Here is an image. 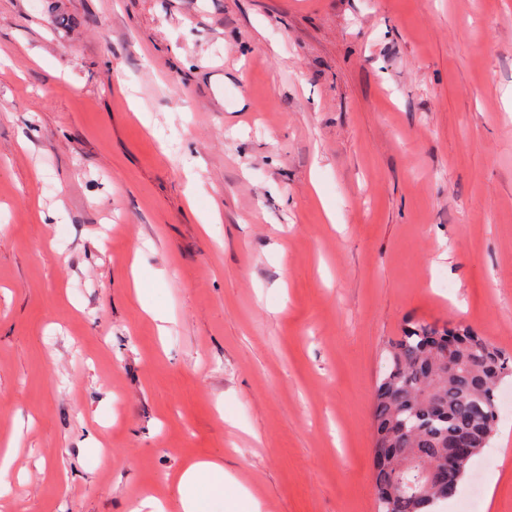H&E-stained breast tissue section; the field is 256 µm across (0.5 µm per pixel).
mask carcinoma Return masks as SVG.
Here are the masks:
<instances>
[{
	"label": "carcinoma",
	"instance_id": "obj_1",
	"mask_svg": "<svg viewBox=\"0 0 512 512\" xmlns=\"http://www.w3.org/2000/svg\"><path fill=\"white\" fill-rule=\"evenodd\" d=\"M446 348L455 362L450 376L440 358ZM385 353L373 404L375 473L402 471L403 489L378 480L377 512H429L452 498L473 457L489 447L484 429L498 412L495 392L512 374V357L468 326L419 321L407 322ZM454 435L470 437L469 450L444 487L426 486V472L443 464Z\"/></svg>",
	"mask_w": 512,
	"mask_h": 512
}]
</instances>
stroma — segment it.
I'll use <instances>...</instances> for the list:
<instances>
[{"label":"stroma","mask_w":512,"mask_h":512,"mask_svg":"<svg viewBox=\"0 0 512 512\" xmlns=\"http://www.w3.org/2000/svg\"><path fill=\"white\" fill-rule=\"evenodd\" d=\"M0 55V512H377L387 341L512 354V0H0ZM470 472L512 512V414ZM233 481L234 478L219 462L190 463L178 479L182 512H207L210 498L224 495L226 483Z\"/></svg>","instance_id":"stroma-1"}]
</instances>
